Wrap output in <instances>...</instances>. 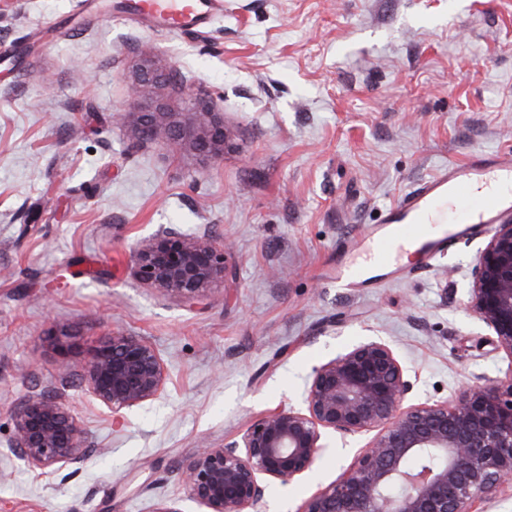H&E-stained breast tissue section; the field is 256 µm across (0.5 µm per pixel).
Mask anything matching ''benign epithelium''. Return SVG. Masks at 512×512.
<instances>
[{"label":"benign epithelium","instance_id":"obj_1","mask_svg":"<svg viewBox=\"0 0 512 512\" xmlns=\"http://www.w3.org/2000/svg\"><path fill=\"white\" fill-rule=\"evenodd\" d=\"M172 70L140 63L128 103L115 115L177 154L224 156V113L208 97L175 95ZM226 246L164 228L134 250L142 284L186 304L224 283ZM467 309L512 360V222L497 224L475 258ZM88 393L116 415L157 397L167 375L142 336L115 332L88 347ZM409 369L381 337L313 368L302 406L250 421L222 447L204 446L181 473L185 496L207 512H262L266 488L313 470L329 434L364 437L353 462L305 512H470L512 483V368L481 376L451 399L410 403ZM9 452L52 473L88 459L87 432L62 397L27 395L13 410Z\"/></svg>","mask_w":512,"mask_h":512}]
</instances>
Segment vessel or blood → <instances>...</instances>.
<instances>
[{"label":"vessel or blood","mask_w":512,"mask_h":512,"mask_svg":"<svg viewBox=\"0 0 512 512\" xmlns=\"http://www.w3.org/2000/svg\"><path fill=\"white\" fill-rule=\"evenodd\" d=\"M219 0H136L137 11L161 19L167 28L181 29L206 22ZM512 180V152L492 159L441 167L392 206L383 210L372 232V260L391 266L401 243H417L429 256L450 241L473 234L482 224L512 221V189L487 192L492 177Z\"/></svg>","instance_id":"1"}]
</instances>
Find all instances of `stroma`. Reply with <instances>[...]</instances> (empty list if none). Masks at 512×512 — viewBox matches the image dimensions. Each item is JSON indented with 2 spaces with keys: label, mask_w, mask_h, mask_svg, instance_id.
I'll list each match as a JSON object with an SVG mask.
<instances>
[{
  "label": "stroma",
  "mask_w": 512,
  "mask_h": 512,
  "mask_svg": "<svg viewBox=\"0 0 512 512\" xmlns=\"http://www.w3.org/2000/svg\"><path fill=\"white\" fill-rule=\"evenodd\" d=\"M114 3L0 0V512H203L179 479L200 444L300 404L313 367L372 336L415 372L414 402L504 375L465 308L487 232L368 268L354 292L336 268L368 259L356 244L378 212L439 167L512 149V0H224L181 31ZM146 55L217 103L223 159L116 123ZM163 227L229 248L223 284L194 306L133 274L134 246ZM112 332L148 339L167 371L160 396L117 418L77 371ZM54 387L91 458L42 475L6 452L11 410ZM328 443L311 473L267 489L264 512H305L365 440Z\"/></svg>",
  "instance_id": "1"
}]
</instances>
